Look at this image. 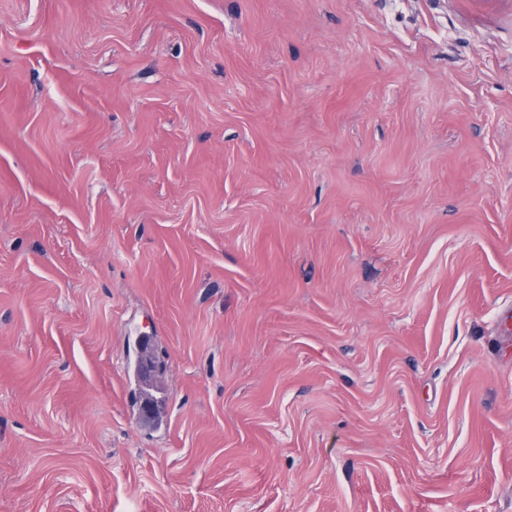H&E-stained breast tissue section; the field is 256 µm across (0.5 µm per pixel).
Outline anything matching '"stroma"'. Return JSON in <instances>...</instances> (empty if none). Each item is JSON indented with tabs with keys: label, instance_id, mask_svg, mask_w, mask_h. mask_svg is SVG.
Instances as JSON below:
<instances>
[{
	"label": "stroma",
	"instance_id": "1",
	"mask_svg": "<svg viewBox=\"0 0 512 512\" xmlns=\"http://www.w3.org/2000/svg\"><path fill=\"white\" fill-rule=\"evenodd\" d=\"M509 307L512 0H0V512H512ZM496 355L508 357L512 349V310L508 309L499 317L497 324Z\"/></svg>",
	"mask_w": 512,
	"mask_h": 512
}]
</instances>
